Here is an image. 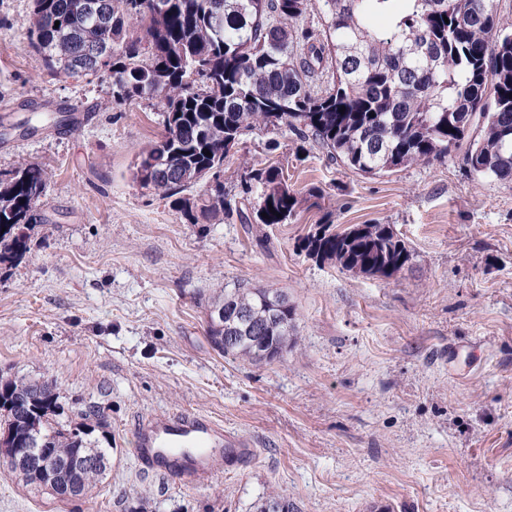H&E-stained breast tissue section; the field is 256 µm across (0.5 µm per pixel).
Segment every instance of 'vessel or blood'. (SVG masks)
<instances>
[{
  "mask_svg": "<svg viewBox=\"0 0 512 512\" xmlns=\"http://www.w3.org/2000/svg\"><path fill=\"white\" fill-rule=\"evenodd\" d=\"M135 446L143 468L199 485L224 470L230 458L250 454L249 444L213 420L187 411H159L138 420Z\"/></svg>",
  "mask_w": 512,
  "mask_h": 512,
  "instance_id": "vessel-or-blood-1",
  "label": "vessel or blood"
}]
</instances>
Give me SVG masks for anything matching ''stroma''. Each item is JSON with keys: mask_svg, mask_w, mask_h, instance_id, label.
Wrapping results in <instances>:
<instances>
[{"mask_svg": "<svg viewBox=\"0 0 512 512\" xmlns=\"http://www.w3.org/2000/svg\"><path fill=\"white\" fill-rule=\"evenodd\" d=\"M33 0H0V178L48 174L40 242L0 275V379L95 402L112 466L57 499L0 467V512H512V183L448 160L364 175L293 132L246 135L224 160L236 199L271 165L299 200L288 224L190 223L134 167L164 132L157 98L53 77L32 50ZM88 108L74 132L24 134L44 104ZM393 226L413 251L390 278L308 257L317 224ZM285 295L298 342L273 360L221 355L207 303L239 283ZM211 417L253 455L202 486L146 473L142 414Z\"/></svg>", "mask_w": 512, "mask_h": 512, "instance_id": "obj_1", "label": "stroma"}]
</instances>
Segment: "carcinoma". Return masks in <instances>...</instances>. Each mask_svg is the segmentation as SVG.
Returning a JSON list of instances; mask_svg holds the SVG:
<instances>
[{
  "label": "carcinoma",
  "mask_w": 512,
  "mask_h": 512,
  "mask_svg": "<svg viewBox=\"0 0 512 512\" xmlns=\"http://www.w3.org/2000/svg\"><path fill=\"white\" fill-rule=\"evenodd\" d=\"M75 2L33 0L30 46L53 76L106 77L122 100L163 98L165 133L142 157L160 167L173 162L178 174L145 183L139 171L133 177L176 198L192 224L234 216L242 224H286L294 216L297 197L276 167L250 171L235 204L222 184L181 196L224 172L230 143L257 127L271 135V148L289 130L365 175L444 160L463 147L472 171L512 182V21L498 16L493 0H222L215 12L208 0H164L162 11L152 10L153 0H106L105 27L79 14ZM310 10L324 21L319 41L297 27ZM106 35L112 56L100 69L84 51ZM37 118L56 130L75 124L59 109ZM46 187L47 173L35 164L0 179L1 270L32 250ZM302 250L385 278L412 259L389 224L338 230L327 220ZM294 321L284 295L240 284L211 301L208 338L224 355L271 360L296 343ZM64 413L52 387L0 380V432L50 449L40 468L84 491L105 472L61 464L86 453L108 459L112 441L103 435L101 448L92 438L98 405H84L76 424Z\"/></svg>",
  "instance_id": "1"
}]
</instances>
